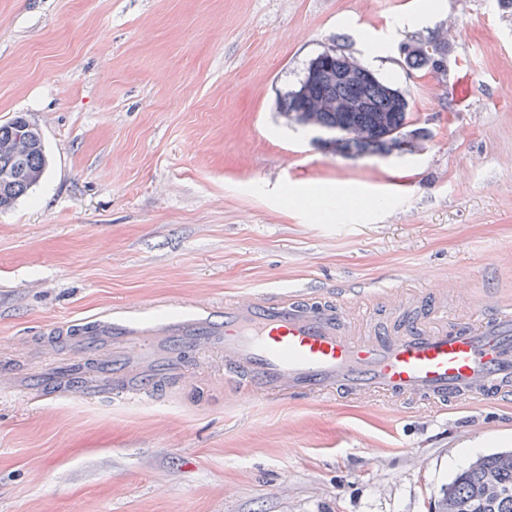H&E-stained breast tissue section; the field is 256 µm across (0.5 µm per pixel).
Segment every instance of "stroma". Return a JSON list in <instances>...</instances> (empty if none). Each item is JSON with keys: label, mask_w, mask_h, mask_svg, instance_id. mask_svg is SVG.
Instances as JSON below:
<instances>
[{"label": "stroma", "mask_w": 512, "mask_h": 512, "mask_svg": "<svg viewBox=\"0 0 512 512\" xmlns=\"http://www.w3.org/2000/svg\"><path fill=\"white\" fill-rule=\"evenodd\" d=\"M448 33L444 78L400 44ZM333 46L407 95L422 149L346 158L275 110ZM41 131L40 181L0 211V512H437L512 450V399L422 410L224 383L180 354L113 388L102 338L247 295L393 288L464 317L512 301V6L504 0H0V124ZM101 396L70 392L72 378Z\"/></svg>", "instance_id": "stroma-1"}]
</instances>
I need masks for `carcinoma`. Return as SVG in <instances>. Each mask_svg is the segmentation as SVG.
Instances as JSON below:
<instances>
[{"label":"carcinoma","instance_id":"obj_1","mask_svg":"<svg viewBox=\"0 0 512 512\" xmlns=\"http://www.w3.org/2000/svg\"><path fill=\"white\" fill-rule=\"evenodd\" d=\"M298 90L296 86L276 99L278 114L296 125L302 124L305 117V113L295 109ZM399 107L398 112H317L315 117L325 127L353 126L363 131L361 135L340 136L332 150L334 155L353 158L371 148L389 146L398 138L413 140L414 134L408 130L411 123L408 98H403ZM27 125L29 121L22 115L0 125V173L18 165L23 168L21 177L0 183V209L11 207L45 172L47 156L38 129H33L34 135L27 138L28 145L20 156L9 149ZM491 481L504 489L497 498L485 495V487ZM439 512H512V452L482 456L458 473L442 490Z\"/></svg>","mask_w":512,"mask_h":512}]
</instances>
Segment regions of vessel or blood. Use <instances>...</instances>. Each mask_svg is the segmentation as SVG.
<instances>
[{"mask_svg":"<svg viewBox=\"0 0 512 512\" xmlns=\"http://www.w3.org/2000/svg\"><path fill=\"white\" fill-rule=\"evenodd\" d=\"M386 300L402 324L372 325L346 292L324 302L296 292L232 300L223 314L192 311L163 328L183 352L219 346L226 384L254 394L415 399L440 410L512 396L511 304L487 292L460 319L435 301L423 324L410 291L391 290Z\"/></svg>","mask_w":512,"mask_h":512,"instance_id":"1","label":"vessel or blood"}]
</instances>
